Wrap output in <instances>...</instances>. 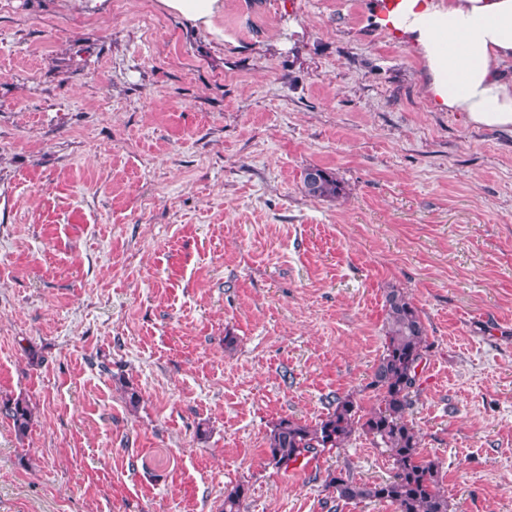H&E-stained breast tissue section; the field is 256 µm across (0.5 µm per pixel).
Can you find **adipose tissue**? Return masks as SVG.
Instances as JSON below:
<instances>
[{"label": "adipose tissue", "mask_w": 512, "mask_h": 512, "mask_svg": "<svg viewBox=\"0 0 512 512\" xmlns=\"http://www.w3.org/2000/svg\"><path fill=\"white\" fill-rule=\"evenodd\" d=\"M160 2L212 34L224 13V0ZM377 21L421 55L439 109L512 132V0H382Z\"/></svg>", "instance_id": "1"}]
</instances>
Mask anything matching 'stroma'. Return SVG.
I'll return each mask as SVG.
<instances>
[{"mask_svg":"<svg viewBox=\"0 0 512 512\" xmlns=\"http://www.w3.org/2000/svg\"><path fill=\"white\" fill-rule=\"evenodd\" d=\"M378 8L224 0L219 37L160 0H0V401L32 417L0 413V512H221L239 484L244 512H393L323 487L390 477L370 436L266 455L278 418L371 405L391 286L451 512H512V133L434 106ZM302 182L304 192L313 198L337 199L343 194V187L337 179L318 167L306 169ZM0 409L1 412H4L12 419L17 434L20 437H24L27 434L31 421L28 407L21 400L17 399L13 403L10 400L4 402Z\"/></svg>","mask_w":512,"mask_h":512,"instance_id":"35a3bbf8","label":"stroma"}]
</instances>
